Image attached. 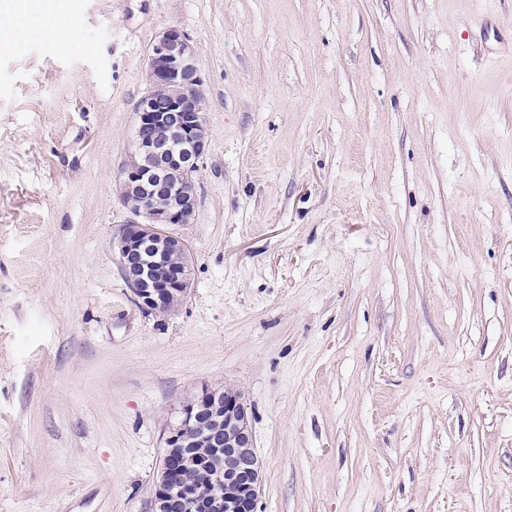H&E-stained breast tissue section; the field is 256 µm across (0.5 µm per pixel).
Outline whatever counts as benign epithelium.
Here are the masks:
<instances>
[{"mask_svg": "<svg viewBox=\"0 0 512 512\" xmlns=\"http://www.w3.org/2000/svg\"><path fill=\"white\" fill-rule=\"evenodd\" d=\"M150 85L135 108L132 148L121 167L119 197L137 219L120 225L111 248L134 300L155 313L174 310L192 282L190 248L164 229L192 222L194 176L209 146L207 101L197 53L189 37L171 27L153 44ZM213 448L224 465L199 454L181 455L183 481L174 484L162 462L155 507L162 512H257L262 464L247 404L232 390L203 388L182 408L167 448Z\"/></svg>", "mask_w": 512, "mask_h": 512, "instance_id": "benign-epithelium-1", "label": "benign epithelium"}]
</instances>
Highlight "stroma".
Listing matches in <instances>:
<instances>
[{
    "label": "stroma",
    "mask_w": 512,
    "mask_h": 512,
    "mask_svg": "<svg viewBox=\"0 0 512 512\" xmlns=\"http://www.w3.org/2000/svg\"><path fill=\"white\" fill-rule=\"evenodd\" d=\"M0 49V512H152L201 387L258 512H512V0H64ZM209 101L174 311L111 241L153 41Z\"/></svg>",
    "instance_id": "obj_1"
}]
</instances>
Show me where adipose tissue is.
Instances as JSON below:
<instances>
[{
  "label": "adipose tissue",
  "mask_w": 512,
  "mask_h": 512,
  "mask_svg": "<svg viewBox=\"0 0 512 512\" xmlns=\"http://www.w3.org/2000/svg\"><path fill=\"white\" fill-rule=\"evenodd\" d=\"M9 12L0 11V48L11 49L26 37L56 44L80 45L76 26L69 24L58 0H12Z\"/></svg>",
  "instance_id": "1"
}]
</instances>
